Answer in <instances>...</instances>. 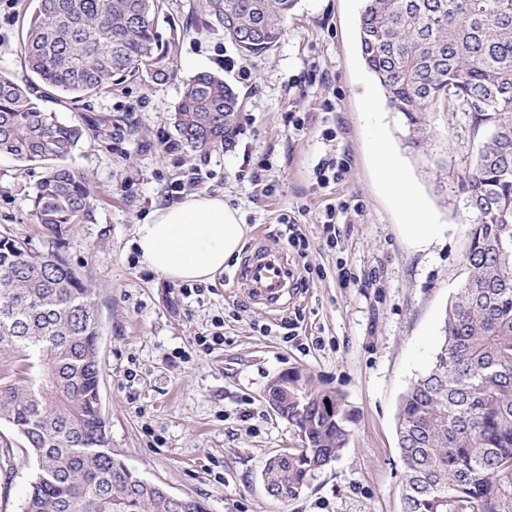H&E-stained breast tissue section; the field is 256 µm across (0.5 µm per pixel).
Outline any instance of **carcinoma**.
I'll list each match as a JSON object with an SVG mask.
<instances>
[{
    "instance_id": "obj_1",
    "label": "carcinoma",
    "mask_w": 512,
    "mask_h": 512,
    "mask_svg": "<svg viewBox=\"0 0 512 512\" xmlns=\"http://www.w3.org/2000/svg\"><path fill=\"white\" fill-rule=\"evenodd\" d=\"M166 0H29L22 55L36 81L0 75V155L44 162L32 200L35 223L51 233L91 207L85 173L60 164L86 137L39 100L77 103L116 76L160 83L175 75L176 29L157 31ZM295 0H199L200 19L224 31L261 26L247 46L259 56L280 39ZM358 44L389 109L405 118L407 143L428 135L424 116L441 102L472 114L485 132L458 177V202L473 214L464 280L448 302L443 342L429 370L401 397L396 433L404 466L402 512H512V0H364ZM237 96L223 77L200 72L184 84L173 127L193 149L232 147ZM100 321L93 292L55 250L31 252L0 234V420L34 455L25 512H176L155 484L105 451L100 399ZM288 403L277 414L303 447L271 457L264 486L297 497L346 446L338 395L307 392L296 378L268 385Z\"/></svg>"
}]
</instances>
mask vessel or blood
<instances>
[{"label": "vessel or blood", "instance_id": "obj_1", "mask_svg": "<svg viewBox=\"0 0 512 512\" xmlns=\"http://www.w3.org/2000/svg\"><path fill=\"white\" fill-rule=\"evenodd\" d=\"M235 280L252 301L267 309L278 310L288 302L291 288L288 260L282 252L268 249L264 244H257Z\"/></svg>", "mask_w": 512, "mask_h": 512}]
</instances>
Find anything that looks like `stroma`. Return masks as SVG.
<instances>
[{"instance_id":"1","label":"stroma","mask_w":512,"mask_h":512,"mask_svg":"<svg viewBox=\"0 0 512 512\" xmlns=\"http://www.w3.org/2000/svg\"><path fill=\"white\" fill-rule=\"evenodd\" d=\"M168 3L170 19L158 27L181 32L173 79H130L78 104L41 103L88 131L66 159L89 180L88 217L44 232L31 216L43 166L2 156L0 231L31 251L57 250L91 286L109 446L141 478L196 499L204 512H402L397 408L431 367L445 308L463 281L472 217L456 208L455 187L462 160L480 145L471 118L438 105L426 116L432 137L406 144L402 115L387 108L359 53L363 0H297L280 41L254 58L201 22L198 0ZM27 4L0 0V74L22 85L32 78L21 55ZM203 71L239 95L227 151L176 139L183 82ZM104 119L123 134L96 135ZM336 148L346 151L347 169L318 185L313 167ZM390 156L443 229L431 244L418 245L404 220ZM191 194L224 197L250 227L246 248L260 239L288 257L286 306L249 300L234 279L236 260L211 282H174L139 263L136 225ZM292 224L308 241L304 254L288 242ZM287 372L343 397L350 437L298 497L280 502L267 494L262 470L302 442L265 392ZM35 471L33 456L0 447V512H23Z\"/></svg>"}]
</instances>
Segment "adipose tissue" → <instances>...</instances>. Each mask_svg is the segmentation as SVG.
<instances>
[{"instance_id":"adipose-tissue-1","label":"adipose tissue","mask_w":512,"mask_h":512,"mask_svg":"<svg viewBox=\"0 0 512 512\" xmlns=\"http://www.w3.org/2000/svg\"><path fill=\"white\" fill-rule=\"evenodd\" d=\"M249 231L222 197L193 194L155 208L137 224L134 244L141 263L166 279L207 282L239 255Z\"/></svg>"}]
</instances>
